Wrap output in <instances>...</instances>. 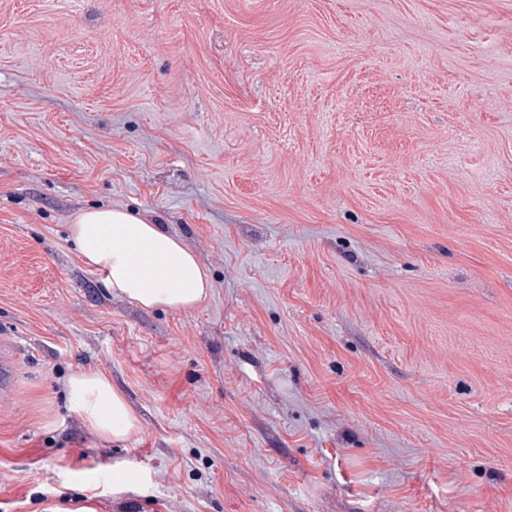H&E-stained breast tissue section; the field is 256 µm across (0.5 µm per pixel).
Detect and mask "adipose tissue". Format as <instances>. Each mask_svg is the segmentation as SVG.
<instances>
[{
  "instance_id": "ef3b65f1",
  "label": "adipose tissue",
  "mask_w": 512,
  "mask_h": 512,
  "mask_svg": "<svg viewBox=\"0 0 512 512\" xmlns=\"http://www.w3.org/2000/svg\"><path fill=\"white\" fill-rule=\"evenodd\" d=\"M71 239L107 288L143 308L187 312L212 294L196 255L150 217L121 206L84 210L73 220ZM68 385L74 413L99 440L122 441L139 430L134 410L105 374L80 371Z\"/></svg>"
}]
</instances>
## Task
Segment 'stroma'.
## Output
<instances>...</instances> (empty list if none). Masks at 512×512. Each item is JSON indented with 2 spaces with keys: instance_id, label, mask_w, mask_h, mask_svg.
I'll list each match as a JSON object with an SVG mask.
<instances>
[{
  "instance_id": "stroma-1",
  "label": "stroma",
  "mask_w": 512,
  "mask_h": 512,
  "mask_svg": "<svg viewBox=\"0 0 512 512\" xmlns=\"http://www.w3.org/2000/svg\"><path fill=\"white\" fill-rule=\"evenodd\" d=\"M100 205L211 298L106 288L67 241ZM12 342L0 512H512V0H0ZM68 385L74 413L102 442L123 441L140 429L134 410L105 374L80 371Z\"/></svg>"
}]
</instances>
